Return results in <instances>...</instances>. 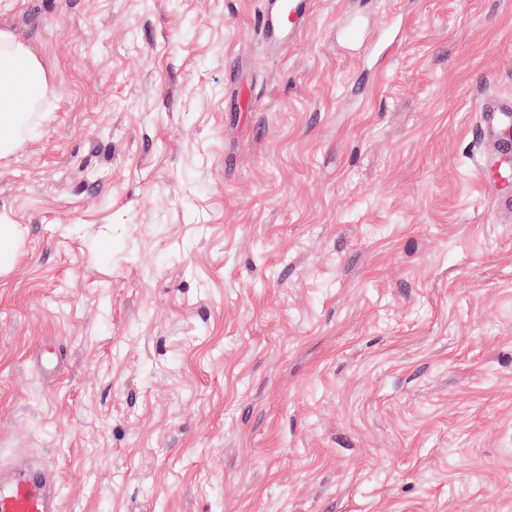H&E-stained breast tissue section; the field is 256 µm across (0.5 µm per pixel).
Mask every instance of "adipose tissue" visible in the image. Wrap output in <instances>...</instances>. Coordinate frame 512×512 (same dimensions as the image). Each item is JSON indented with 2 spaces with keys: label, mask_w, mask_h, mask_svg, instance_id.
Listing matches in <instances>:
<instances>
[{
  "label": "adipose tissue",
  "mask_w": 512,
  "mask_h": 512,
  "mask_svg": "<svg viewBox=\"0 0 512 512\" xmlns=\"http://www.w3.org/2000/svg\"><path fill=\"white\" fill-rule=\"evenodd\" d=\"M48 84L32 51L13 33L0 29V157L21 144V133Z\"/></svg>",
  "instance_id": "ef3b65f1"
}]
</instances>
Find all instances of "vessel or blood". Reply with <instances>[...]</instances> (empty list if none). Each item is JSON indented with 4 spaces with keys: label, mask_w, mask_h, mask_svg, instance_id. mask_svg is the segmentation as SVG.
Instances as JSON below:
<instances>
[{
    "label": "vessel or blood",
    "mask_w": 512,
    "mask_h": 512,
    "mask_svg": "<svg viewBox=\"0 0 512 512\" xmlns=\"http://www.w3.org/2000/svg\"><path fill=\"white\" fill-rule=\"evenodd\" d=\"M313 0H262L259 28L265 42L282 47L293 44L306 30ZM483 130L498 132L512 127V103L487 96L479 106ZM502 157L478 154L475 173L483 186L491 189L499 208L512 210V183L498 178ZM53 463L42 461L28 474L0 488V512H60L58 499L47 496L45 485L56 479Z\"/></svg>",
    "instance_id": "1"
}]
</instances>
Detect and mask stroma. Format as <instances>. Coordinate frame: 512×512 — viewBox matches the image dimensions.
Returning <instances> with one entry per match:
<instances>
[{
  "instance_id": "stroma-1",
  "label": "stroma",
  "mask_w": 512,
  "mask_h": 512,
  "mask_svg": "<svg viewBox=\"0 0 512 512\" xmlns=\"http://www.w3.org/2000/svg\"><path fill=\"white\" fill-rule=\"evenodd\" d=\"M13 0L0 468L61 512H512V0ZM253 109L242 110L240 89ZM313 0H262L259 28L268 46L293 44L306 30ZM47 91L45 73L32 49L10 31L0 29V157L20 146L30 111ZM481 126L486 131L498 133L512 126V103L487 96L479 106ZM502 164L500 154L480 153L476 157L473 167L481 184L494 192L495 200L500 209L512 210V185L501 179L498 171ZM491 176H497V179L491 181ZM16 229L13 224L0 225V270L10 268L15 259Z\"/></svg>"
}]
</instances>
